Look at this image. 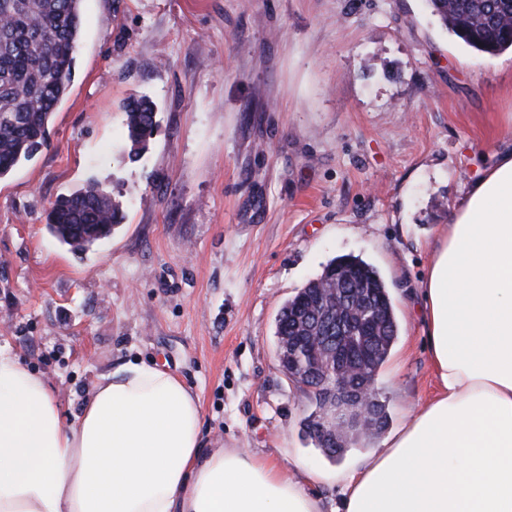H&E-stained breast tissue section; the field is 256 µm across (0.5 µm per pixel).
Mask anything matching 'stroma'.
<instances>
[{"mask_svg":"<svg viewBox=\"0 0 512 512\" xmlns=\"http://www.w3.org/2000/svg\"><path fill=\"white\" fill-rule=\"evenodd\" d=\"M49 145L0 179V343L66 421L131 360L178 373L211 448L342 469L304 432L311 390L277 355L280 308L342 255L388 286L389 426L435 379L419 286L463 185L512 144V53L478 54L426 0H83ZM158 128L128 157L123 103ZM124 219L76 253L45 211L90 180Z\"/></svg>","mask_w":512,"mask_h":512,"instance_id":"35a3bbf8","label":"stroma"}]
</instances>
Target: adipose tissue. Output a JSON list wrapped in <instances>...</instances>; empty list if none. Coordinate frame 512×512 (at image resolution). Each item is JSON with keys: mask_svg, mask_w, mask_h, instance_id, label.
<instances>
[{"mask_svg": "<svg viewBox=\"0 0 512 512\" xmlns=\"http://www.w3.org/2000/svg\"><path fill=\"white\" fill-rule=\"evenodd\" d=\"M423 334L436 392L341 478L205 448L200 398L167 366L103 375L73 421L0 346V512H512V147L431 246Z\"/></svg>", "mask_w": 512, "mask_h": 512, "instance_id": "1", "label": "adipose tissue"}]
</instances>
